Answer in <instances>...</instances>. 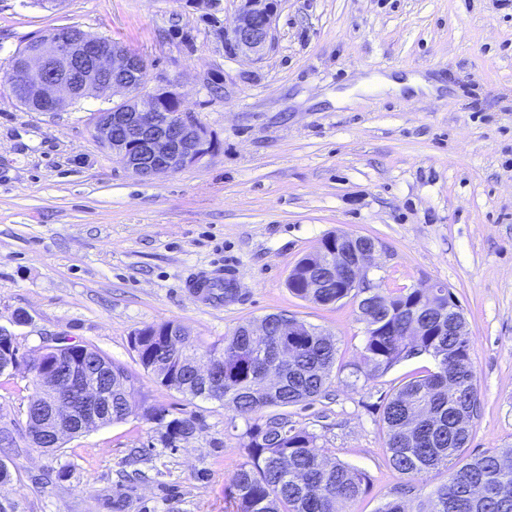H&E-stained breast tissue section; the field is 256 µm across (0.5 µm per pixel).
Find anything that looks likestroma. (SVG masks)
<instances>
[{"label": "stroma", "mask_w": 512, "mask_h": 512, "mask_svg": "<svg viewBox=\"0 0 512 512\" xmlns=\"http://www.w3.org/2000/svg\"><path fill=\"white\" fill-rule=\"evenodd\" d=\"M77 27L142 55L147 83L177 85L220 141L199 166L133 177L96 138L97 112L121 90L91 92L61 112H31L8 80L14 53ZM211 72L221 92L202 82ZM413 75L432 92L396 95L373 78ZM333 232L376 240L382 287L447 286L471 336L480 414L465 456L512 448V6L498 0H276L261 58L232 56L190 0H63L50 9L0 0V325L35 356L63 336L123 364L134 401L195 413L196 436L155 448L123 495L118 473L149 445L142 414L65 439L56 455L25 438L31 376L0 375V427L14 473L0 496L21 512H233L225 499L245 459L243 418L217 401L159 387L139 365L134 331L175 320L212 343L241 322L285 312L333 335L326 396L289 408L333 459L369 482L351 512L399 497L416 512L447 480L412 481L389 464L381 414L388 396L434 369L430 356L355 379L364 324L346 299L294 296V265ZM221 269L233 300L209 305L187 275ZM28 321L15 325L17 313ZM67 468L63 480L49 472Z\"/></svg>", "instance_id": "obj_1"}]
</instances>
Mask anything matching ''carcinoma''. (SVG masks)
I'll return each mask as SVG.
<instances>
[{"label": "carcinoma", "instance_id": "carcinoma-1", "mask_svg": "<svg viewBox=\"0 0 512 512\" xmlns=\"http://www.w3.org/2000/svg\"><path fill=\"white\" fill-rule=\"evenodd\" d=\"M301 258L288 275L287 287L296 297L327 306L333 299L357 300L365 325L360 362L353 375L376 378L401 362L426 354L435 369L395 389L382 411L386 451L390 466L415 480L433 469H446L448 478L417 512H512V449L463 458L470 430L458 427V416L478 403L476 375L471 358V338L455 335L454 325L464 317L461 306L448 310V289L427 295L416 289L392 293L372 291L364 304L347 288H310L325 280L323 270ZM296 353L280 379L268 382L257 366L262 351L273 338L250 335L252 321L240 323L224 342L205 343L183 336L180 347L161 342L157 332L180 330L175 321L148 325L131 336L130 344L141 367L161 387L201 400L223 403L246 420L242 447L246 461L237 469L230 497L236 512H350V505L368 483L365 472L329 458L317 437L295 427L285 409L310 403L326 395L336 365V343L322 330L298 321ZM87 365L99 363L105 354L87 345L62 344L57 354L75 359L74 350ZM219 356L223 364L215 385L209 386L189 368L191 358ZM112 418L125 421L134 414L128 397L134 377L119 363H112ZM281 412L263 415L267 408ZM144 417L156 424L157 441L165 448L192 438L199 430L195 414L169 417L163 407L144 409Z\"/></svg>", "mask_w": 512, "mask_h": 512}]
</instances>
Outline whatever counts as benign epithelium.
Returning a JSON list of instances; mask_svg holds the SVG:
<instances>
[{
    "label": "benign epithelium",
    "instance_id": "benign-epithelium-1",
    "mask_svg": "<svg viewBox=\"0 0 512 512\" xmlns=\"http://www.w3.org/2000/svg\"><path fill=\"white\" fill-rule=\"evenodd\" d=\"M272 22L271 0H245L234 23L223 27L216 38L233 55L259 58L271 38ZM11 73L14 94L38 104L42 112H53L93 90L130 92L131 97L113 105L112 111L96 113L94 132L115 159L140 179L200 165L219 150L215 134L183 108L176 85L160 83L144 90L145 59L118 42L96 39L75 28L52 33L35 42ZM378 251L379 244L373 239L350 256L339 249L333 256L320 245L311 261L329 272L333 263H338L343 269L342 283L362 299L368 289L379 287L374 275ZM278 335L279 357L284 360L295 353L288 343V337L297 335L295 324L281 326ZM54 344L53 340L46 342L37 356L44 389L51 391L53 398L47 415L26 429L36 448L44 440L58 443L65 435L101 424L97 411L102 407L107 409V417H112V391L102 388L97 373L81 366H72L65 375L58 373L54 361L48 359L55 351Z\"/></svg>",
    "mask_w": 512,
    "mask_h": 512
}]
</instances>
